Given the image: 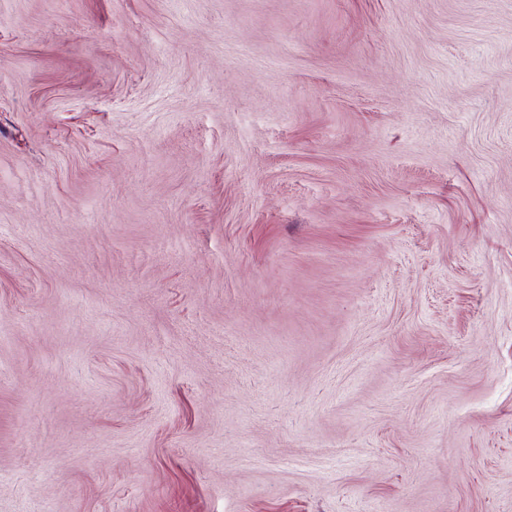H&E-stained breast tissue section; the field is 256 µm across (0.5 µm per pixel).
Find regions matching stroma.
Masks as SVG:
<instances>
[{
  "label": "stroma",
  "mask_w": 512,
  "mask_h": 512,
  "mask_svg": "<svg viewBox=\"0 0 512 512\" xmlns=\"http://www.w3.org/2000/svg\"><path fill=\"white\" fill-rule=\"evenodd\" d=\"M0 512H512V0H0Z\"/></svg>",
  "instance_id": "1"
}]
</instances>
